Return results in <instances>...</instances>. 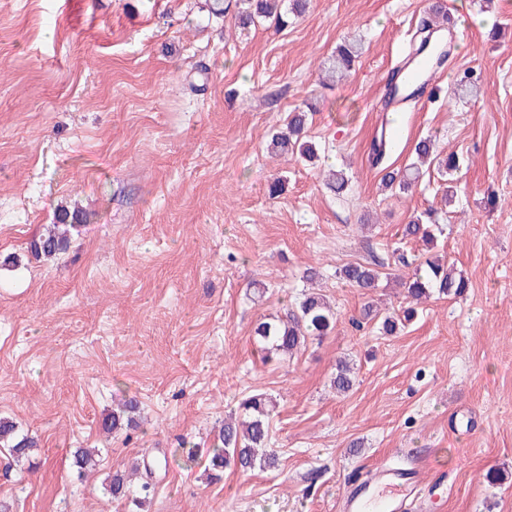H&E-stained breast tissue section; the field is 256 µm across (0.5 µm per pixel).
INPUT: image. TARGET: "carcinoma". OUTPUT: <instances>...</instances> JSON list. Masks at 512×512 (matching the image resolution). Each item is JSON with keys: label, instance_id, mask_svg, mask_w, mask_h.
I'll return each instance as SVG.
<instances>
[{"label": "carcinoma", "instance_id": "carcinoma-1", "mask_svg": "<svg viewBox=\"0 0 512 512\" xmlns=\"http://www.w3.org/2000/svg\"><path fill=\"white\" fill-rule=\"evenodd\" d=\"M244 8L237 11L238 26L244 30L262 22L270 21L279 28L288 26V14H300L305 10V0H240ZM356 43H346L336 50V54L323 63L327 79H340L354 66L359 57ZM481 79L463 74L457 80L454 95L458 98L476 96L481 92ZM308 112L302 110L288 115L286 131L271 136L268 149L278 154H291L311 161L317 157L316 144L307 140ZM417 161L398 171H388L382 178V185L390 190L405 193L412 189L420 177L419 164L433 155L432 140L425 138L415 145ZM87 222V215L80 211L60 209L57 224L46 234L30 243V252L37 258L53 259L64 252L69 245L71 229ZM438 225L431 214L419 215L404 225L402 235L431 242L435 238ZM339 277L350 285L372 291L378 287L382 272L376 267L353 263L338 271ZM406 307L403 318L386 317L381 322L385 334H393L402 325L417 316L414 304L424 298L445 299L460 296L468 288V282L462 275L438 261L427 259L416 266L414 273L404 282ZM336 313L325 299L317 293H303L296 299L295 307L284 318H264L253 329L257 350L264 362L283 360L306 347L310 338L322 339L335 327ZM355 377L350 363L338 361L332 385L336 392L345 394L352 390ZM244 417L239 419L230 414L224 419V426L218 436L217 444L209 452L208 475L212 479L220 478L224 468L234 466L242 472L255 469H267L275 465L277 457L267 448L270 439V417L275 408L273 400L264 394H254L239 403ZM138 402L129 401L118 412L112 413L105 428L112 431L136 427L134 414ZM0 446L7 449L15 458L28 456L37 446L34 438L18 432L15 422L0 418ZM74 466L78 475H83L96 466L95 456L80 449L74 456ZM152 469L145 468V477H140L139 465H134L130 473L116 472L109 480V494L128 502L131 512L143 509L153 484Z\"/></svg>", "mask_w": 512, "mask_h": 512}]
</instances>
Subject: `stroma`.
Here are the masks:
<instances>
[{"instance_id":"obj_1","label":"stroma","mask_w":512,"mask_h":512,"mask_svg":"<svg viewBox=\"0 0 512 512\" xmlns=\"http://www.w3.org/2000/svg\"><path fill=\"white\" fill-rule=\"evenodd\" d=\"M439 1L454 50L432 87L385 112L388 78ZM202 6L0 0V418L38 440L23 462L0 449V507L125 512L104 480L147 462L144 512H336L354 471L408 453L448 478L436 512H512V0H308L288 28L245 34ZM347 41L361 45L354 69L322 83ZM467 71L482 93L460 102ZM308 104L317 158L269 154L270 133ZM389 121L391 168L429 136L461 169L383 191L369 150ZM332 168L343 194L325 184ZM63 206L89 223L54 260L34 258ZM426 211L444 229L434 245L402 238ZM402 254L453 263L467 292L398 334L356 329L367 303L402 309ZM356 262L383 265L370 294L338 276ZM310 267L336 325L262 363L254 325L287 315ZM341 358L356 368L345 395L330 387ZM261 392L276 403L277 468L207 480L225 414ZM128 399L137 428L105 433ZM81 448L99 451L83 481Z\"/></svg>"}]
</instances>
